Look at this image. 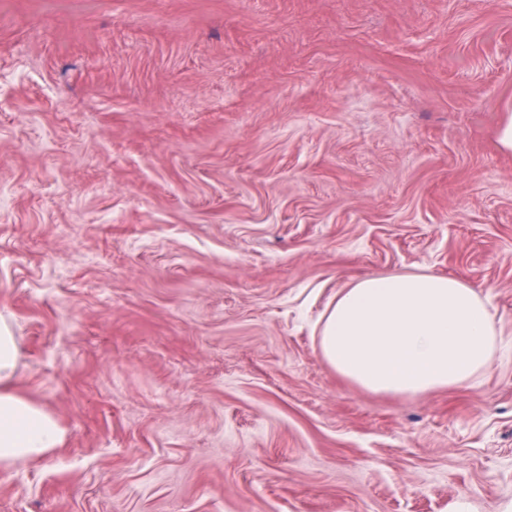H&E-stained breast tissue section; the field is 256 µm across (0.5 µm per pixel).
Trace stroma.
<instances>
[{
  "label": "stroma",
  "instance_id": "obj_1",
  "mask_svg": "<svg viewBox=\"0 0 512 512\" xmlns=\"http://www.w3.org/2000/svg\"><path fill=\"white\" fill-rule=\"evenodd\" d=\"M512 0H0V314L66 431L0 512H512ZM454 277L497 348L359 389L336 292Z\"/></svg>",
  "mask_w": 512,
  "mask_h": 512
}]
</instances>
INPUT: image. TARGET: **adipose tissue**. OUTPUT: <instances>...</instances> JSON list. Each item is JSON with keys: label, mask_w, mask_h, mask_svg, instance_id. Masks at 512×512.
Instances as JSON below:
<instances>
[{"label": "adipose tissue", "mask_w": 512, "mask_h": 512, "mask_svg": "<svg viewBox=\"0 0 512 512\" xmlns=\"http://www.w3.org/2000/svg\"><path fill=\"white\" fill-rule=\"evenodd\" d=\"M325 360L352 384L412 396L452 388L485 370L496 348L488 304L464 282L442 275L372 276L340 289L322 316ZM20 351L0 316V466L34 461L61 447L64 430L18 394Z\"/></svg>", "instance_id": "ef3b65f1"}]
</instances>
